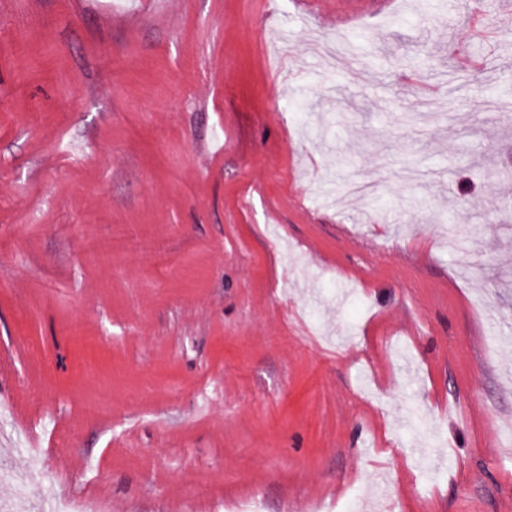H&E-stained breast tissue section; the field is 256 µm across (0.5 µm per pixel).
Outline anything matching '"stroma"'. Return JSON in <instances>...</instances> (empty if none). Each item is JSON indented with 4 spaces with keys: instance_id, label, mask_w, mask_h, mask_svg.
I'll return each mask as SVG.
<instances>
[{
    "instance_id": "obj_1",
    "label": "stroma",
    "mask_w": 512,
    "mask_h": 512,
    "mask_svg": "<svg viewBox=\"0 0 512 512\" xmlns=\"http://www.w3.org/2000/svg\"><path fill=\"white\" fill-rule=\"evenodd\" d=\"M424 6L0 0V512H512V0Z\"/></svg>"
}]
</instances>
